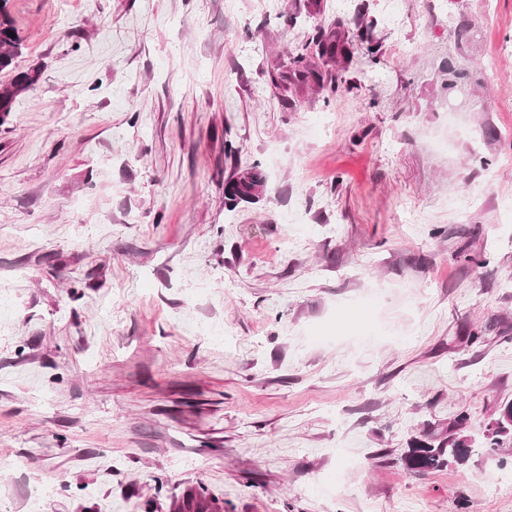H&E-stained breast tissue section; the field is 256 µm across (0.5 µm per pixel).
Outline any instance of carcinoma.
<instances>
[{
    "instance_id": "1",
    "label": "carcinoma",
    "mask_w": 512,
    "mask_h": 512,
    "mask_svg": "<svg viewBox=\"0 0 512 512\" xmlns=\"http://www.w3.org/2000/svg\"><path fill=\"white\" fill-rule=\"evenodd\" d=\"M319 58L331 62L341 61L347 66L352 62L354 53L346 42L338 40L334 30H320L312 38ZM22 54V39L15 19L7 9L6 0H0V71L13 73L10 82L0 92V124L5 122L13 111L17 100L35 89L41 79V69L32 67L19 70L16 59ZM293 75L291 78L301 82L312 81L321 87L324 81L332 80L325 76L315 62L303 53L291 57ZM444 103L461 105L472 96L469 72L465 69L448 74L442 83ZM266 190V175L258 164L236 170L224 182V205L235 209L241 203H255L263 197ZM466 416H457L455 433L434 446L424 439L414 438L402 455L406 468L413 473L439 470L451 463L465 464L473 455L484 451L493 452L504 445L512 444V401L501 404L495 418L489 423L487 433L477 439L463 433ZM187 495L196 497L204 503L197 512H222L217 500L207 495L203 488H191Z\"/></svg>"
}]
</instances>
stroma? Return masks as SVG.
<instances>
[{
	"instance_id": "1",
	"label": "stroma",
	"mask_w": 512,
	"mask_h": 512,
	"mask_svg": "<svg viewBox=\"0 0 512 512\" xmlns=\"http://www.w3.org/2000/svg\"><path fill=\"white\" fill-rule=\"evenodd\" d=\"M7 8L42 74L0 125V512H512V447L401 459L512 400V0ZM341 18L377 64L274 89ZM445 104L462 105L472 96L469 72L466 69L448 72V78L442 83ZM266 190V175L253 163L251 167L236 170L224 182V205L235 209L241 203H255Z\"/></svg>"
}]
</instances>
